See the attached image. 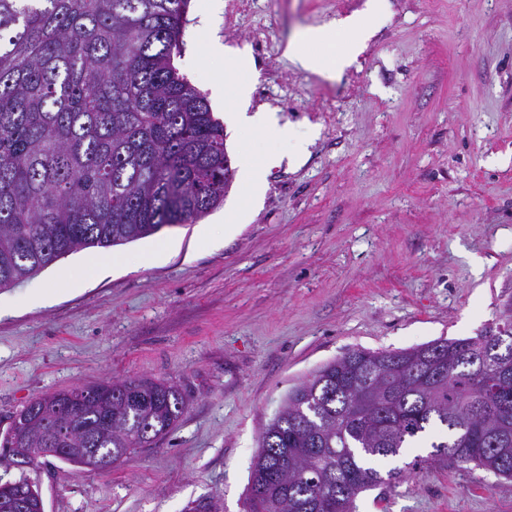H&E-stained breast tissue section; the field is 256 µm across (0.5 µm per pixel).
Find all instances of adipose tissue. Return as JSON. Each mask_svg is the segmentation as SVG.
<instances>
[{"label": "adipose tissue", "instance_id": "obj_1", "mask_svg": "<svg viewBox=\"0 0 512 512\" xmlns=\"http://www.w3.org/2000/svg\"><path fill=\"white\" fill-rule=\"evenodd\" d=\"M371 29L363 18L346 17L327 29H315L306 34V42L319 45L320 50L311 53L293 48L292 54L303 69L322 74L336 75L348 66ZM284 160L278 153L268 154L259 160H247L242 174V202L225 232H233L236 224L245 221L253 204L264 192V175L267 169L280 165Z\"/></svg>", "mask_w": 512, "mask_h": 512}]
</instances>
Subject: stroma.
Segmentation results:
<instances>
[{
	"label": "stroma",
	"instance_id": "35a3bbf8",
	"mask_svg": "<svg viewBox=\"0 0 512 512\" xmlns=\"http://www.w3.org/2000/svg\"><path fill=\"white\" fill-rule=\"evenodd\" d=\"M191 0L175 65L226 112H275L288 140L225 124L244 157L303 149L269 170L260 206L225 234L233 180L201 223L112 247L126 265L78 282L86 248L0 289V430L32 398L107 380L175 382L187 407L168 437L87 471L27 476L46 512H185L215 498L243 512L253 456L288 389L347 350H400L512 320V0H378L373 31L335 78L290 53L368 0ZM244 70L224 71L225 57ZM216 243L202 244L201 228ZM167 250L150 253L158 243ZM422 457L356 512H512V484Z\"/></svg>",
	"mask_w": 512,
	"mask_h": 512
}]
</instances>
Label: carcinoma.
I'll return each instance as SVG.
<instances>
[{
	"label": "carcinoma",
	"mask_w": 512,
	"mask_h": 512,
	"mask_svg": "<svg viewBox=\"0 0 512 512\" xmlns=\"http://www.w3.org/2000/svg\"><path fill=\"white\" fill-rule=\"evenodd\" d=\"M190 0H0V288L87 247L192 224L224 201L234 169L224 124L173 64ZM353 349L288 389L259 439L244 512H355L356 498L404 478L372 462L416 441L512 481V361L490 339ZM69 409L66 448L117 460L164 439L184 413L165 379L58 391L11 415L0 447L40 448ZM0 481L4 503L32 491Z\"/></svg>",
	"instance_id": "cac0c4a2"
}]
</instances>
